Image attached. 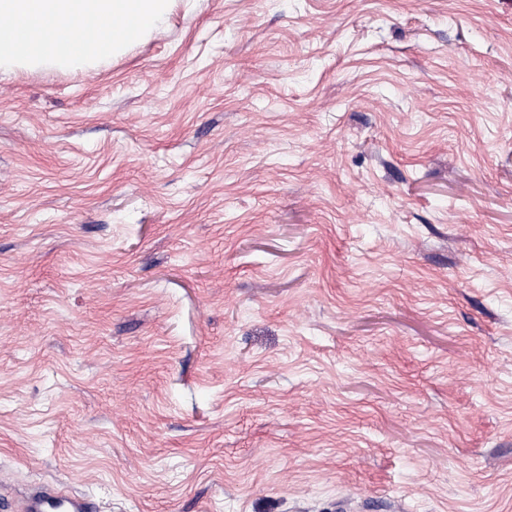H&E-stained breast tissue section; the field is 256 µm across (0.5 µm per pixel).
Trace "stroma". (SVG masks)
Returning <instances> with one entry per match:
<instances>
[{"mask_svg":"<svg viewBox=\"0 0 512 512\" xmlns=\"http://www.w3.org/2000/svg\"><path fill=\"white\" fill-rule=\"evenodd\" d=\"M512 512V0H175L0 74V512ZM93 509L92 503L86 500L62 497L49 486L26 497L21 505V512H91Z\"/></svg>","mask_w":512,"mask_h":512,"instance_id":"stroma-1","label":"stroma"}]
</instances>
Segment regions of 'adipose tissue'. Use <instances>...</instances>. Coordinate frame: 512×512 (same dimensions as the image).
<instances>
[{"mask_svg": "<svg viewBox=\"0 0 512 512\" xmlns=\"http://www.w3.org/2000/svg\"><path fill=\"white\" fill-rule=\"evenodd\" d=\"M174 0H0V74L79 70L166 22Z\"/></svg>", "mask_w": 512, "mask_h": 512, "instance_id": "obj_1", "label": "adipose tissue"}]
</instances>
